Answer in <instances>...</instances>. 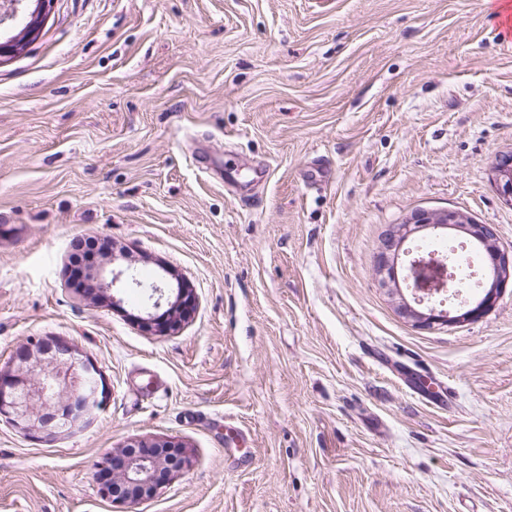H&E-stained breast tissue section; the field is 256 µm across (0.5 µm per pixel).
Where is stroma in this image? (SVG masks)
<instances>
[{"instance_id": "1", "label": "stroma", "mask_w": 512, "mask_h": 512, "mask_svg": "<svg viewBox=\"0 0 512 512\" xmlns=\"http://www.w3.org/2000/svg\"><path fill=\"white\" fill-rule=\"evenodd\" d=\"M497 26L484 0H55L0 65V370L70 339L109 398L73 434L0 419V512H512V284L424 329L372 273L420 208L512 249ZM81 238L189 288L181 327L77 286ZM140 439L189 465L112 501L98 467ZM492 179L502 200L512 206V158L509 155L494 165Z\"/></svg>"}]
</instances>
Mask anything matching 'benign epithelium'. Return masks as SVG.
Returning a JSON list of instances; mask_svg holds the SVG:
<instances>
[{"mask_svg":"<svg viewBox=\"0 0 512 512\" xmlns=\"http://www.w3.org/2000/svg\"><path fill=\"white\" fill-rule=\"evenodd\" d=\"M33 9L26 13L20 32L0 41V63L13 55L21 43L39 37L54 0H32ZM492 179L502 200L512 206V158L494 165ZM458 231L477 241L490 257L491 266L484 290L465 307L454 310L434 308L437 296L447 281L432 276L444 264L417 262L398 272L403 262V246L411 238L445 237ZM374 278L378 285L398 298V314L419 327L461 326L475 321L496 303L502 290L512 280V250L500 246L492 224H481L456 210L415 209L406 219L386 231L376 257ZM90 292L97 299L117 301V295L142 283L128 267L117 272L98 266L89 270ZM192 296L183 287L170 302L168 317L159 331L176 329L188 314ZM97 371L69 340L37 341L17 351L11 368L0 372V418L28 433H72L83 426L86 418L104 401ZM189 464L182 446L171 441L136 440L106 457L103 470L112 479L103 484V493L131 505L156 495L159 477L183 471Z\"/></svg>","mask_w":512,"mask_h":512,"instance_id":"7a95c632","label":"benign epithelium"}]
</instances>
